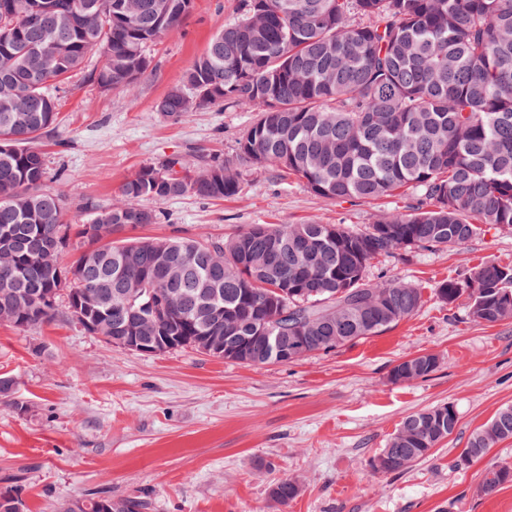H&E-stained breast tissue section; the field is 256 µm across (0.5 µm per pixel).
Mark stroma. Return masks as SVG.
<instances>
[{"label": "stroma", "mask_w": 512, "mask_h": 512, "mask_svg": "<svg viewBox=\"0 0 512 512\" xmlns=\"http://www.w3.org/2000/svg\"><path fill=\"white\" fill-rule=\"evenodd\" d=\"M240 16V0H193L183 25L149 53L153 69L134 94L104 92L73 76L59 93V123L42 150L50 189L66 198L65 219L86 223L83 202L109 205L144 166L170 156L197 167L214 154L242 190L223 200L154 202L160 223L145 236L180 231L200 241L253 224L317 220L361 228L407 212L417 194L379 200L326 199L296 177L241 159L254 110L209 106L182 120L156 105ZM512 265V230L487 228L454 249H400L375 259L373 281L401 278L424 304L394 327L330 352L250 366L190 348L141 354L110 344L72 319L37 329L0 325V375L15 381L0 399V479L19 475L29 512H55L63 499L141 495L149 512H273L268 490L284 476L302 483L287 512H512V483L478 489L492 467L512 465V439L465 467L456 462L478 428L512 406V320L473 321L466 301L440 302L437 283L467 281L475 267ZM438 359L431 376L392 382L400 360ZM450 404L457 426L430 458L396 474L370 462L408 414Z\"/></svg>", "instance_id": "35a3bbf8"}]
</instances>
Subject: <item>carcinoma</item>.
<instances>
[{"label": "carcinoma", "mask_w": 512, "mask_h": 512, "mask_svg": "<svg viewBox=\"0 0 512 512\" xmlns=\"http://www.w3.org/2000/svg\"><path fill=\"white\" fill-rule=\"evenodd\" d=\"M0 0V252L12 256L18 280L0 282L3 323L19 330L59 317L103 318V336H136L137 316L124 308L123 283L141 282L134 306L153 309L178 347L201 336L255 335L263 325H310L305 357L377 335L423 305L420 288L400 278L372 282L371 261L406 248H458L487 226L512 229V0H242L241 17L224 26L157 111L181 118L204 106H245L259 117L239 142L242 159L275 166L327 199L373 200L413 190L420 204L362 229L317 220L253 224L231 238L201 243L182 236L97 240L95 224L158 223L146 206L183 196L219 200L241 192L239 176L219 160L199 170L181 158L139 169L104 207L82 204L87 224L65 223V198L46 188L39 147L58 120L54 92L88 57L106 91L130 92L152 70L148 46L179 28L192 0ZM44 42L43 61L27 49ZM78 251L62 265L63 251ZM192 259L188 284L164 285L165 272ZM186 292L167 305L164 290ZM217 292L233 319L216 323L206 295ZM436 297L468 300L470 317L512 319V266L476 267L471 281L444 280ZM389 296L377 320L368 302ZM437 358L398 362L395 382L430 376ZM457 415L440 404L404 418L386 449L383 473L425 460L453 433ZM512 439V406L471 436L459 462L485 456ZM512 482V466L488 471L491 495ZM298 480L272 484L269 498L288 508ZM64 512H145L142 496L90 497L60 503ZM17 487L0 488V512H25Z\"/></svg>", "instance_id": "carcinoma-1"}]
</instances>
